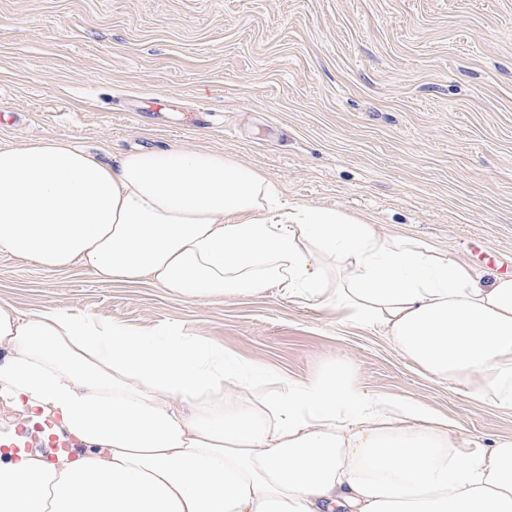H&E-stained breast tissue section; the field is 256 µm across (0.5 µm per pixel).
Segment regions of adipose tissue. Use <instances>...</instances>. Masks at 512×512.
Wrapping results in <instances>:
<instances>
[{
    "label": "adipose tissue",
    "mask_w": 512,
    "mask_h": 512,
    "mask_svg": "<svg viewBox=\"0 0 512 512\" xmlns=\"http://www.w3.org/2000/svg\"><path fill=\"white\" fill-rule=\"evenodd\" d=\"M0 253L184 299L276 288L512 410V276L290 202L217 151L110 165L51 138L0 145ZM0 349V397L83 446L49 458L0 431V512H512V438L471 446L421 404L362 392L344 363L298 383L177 328L52 307L0 306Z\"/></svg>",
    "instance_id": "1"
}]
</instances>
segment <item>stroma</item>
<instances>
[{
    "instance_id": "35a3bbf8",
    "label": "stroma",
    "mask_w": 512,
    "mask_h": 512,
    "mask_svg": "<svg viewBox=\"0 0 512 512\" xmlns=\"http://www.w3.org/2000/svg\"><path fill=\"white\" fill-rule=\"evenodd\" d=\"M159 92L176 111L150 112ZM186 109L214 125L181 130ZM2 111L17 121L0 145L55 138L109 164L206 147L481 277L485 253L512 263V0H0ZM0 306L178 326L296 382L342 361L362 391L422 404L464 440L512 438V410L469 378L434 377L381 331L274 288L188 300L0 253Z\"/></svg>"
}]
</instances>
